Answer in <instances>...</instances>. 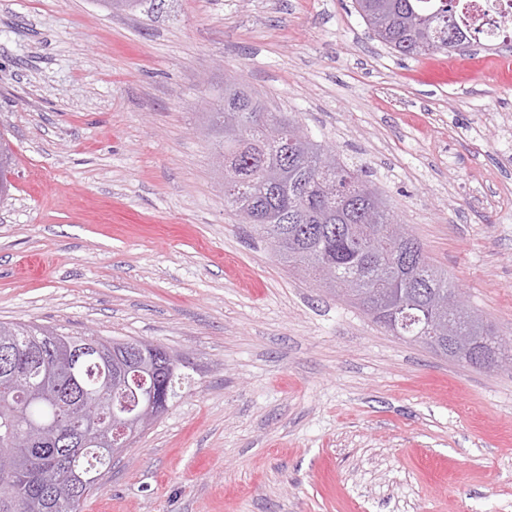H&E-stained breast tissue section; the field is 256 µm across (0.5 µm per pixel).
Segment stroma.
<instances>
[{
	"instance_id": "35a3bbf8",
	"label": "stroma",
	"mask_w": 512,
	"mask_h": 512,
	"mask_svg": "<svg viewBox=\"0 0 512 512\" xmlns=\"http://www.w3.org/2000/svg\"><path fill=\"white\" fill-rule=\"evenodd\" d=\"M512 49L403 58L352 0H0V321L183 355L83 512H512V367L288 272L202 136L233 84L363 167L512 341ZM14 166V153L8 140L0 134V205L10 197L12 184L9 175ZM491 343L494 347L490 351L479 349L473 344L466 353H460L456 348L454 340L448 337V356L466 365H478L486 369L488 364L497 361L501 356L500 352L505 353V347L501 338L493 337Z\"/></svg>"
}]
</instances>
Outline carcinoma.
I'll return each instance as SVG.
<instances>
[{
	"instance_id": "1",
	"label": "carcinoma",
	"mask_w": 512,
	"mask_h": 512,
	"mask_svg": "<svg viewBox=\"0 0 512 512\" xmlns=\"http://www.w3.org/2000/svg\"><path fill=\"white\" fill-rule=\"evenodd\" d=\"M461 0H354L355 10L380 43L399 56L415 58L451 52L475 36L461 28ZM299 122L227 86L210 103L207 127L216 151L224 152L237 192L224 202L261 237L279 242L276 254L289 268L310 277L330 262L335 288L350 279L363 293L380 291L388 299L418 296L429 303L458 293L448 275L420 254L415 277L407 283L398 241L390 230L399 221L382 193L359 171L309 138L302 147L287 145ZM14 153L0 134V203L10 197ZM452 329L478 340L497 332L477 316L471 322L451 317ZM55 336L62 343L113 340L94 334L73 335L39 324L0 322V341L31 347L35 338ZM14 379L0 377V441L27 436L33 425L56 422L53 444L19 449L20 466L0 468V512H81L86 500L103 486L112 456L78 440L82 429L71 406L79 400L100 415L99 428L112 427L118 392L112 391V366L89 357L78 368L75 385L66 378H43L14 363Z\"/></svg>"
}]
</instances>
